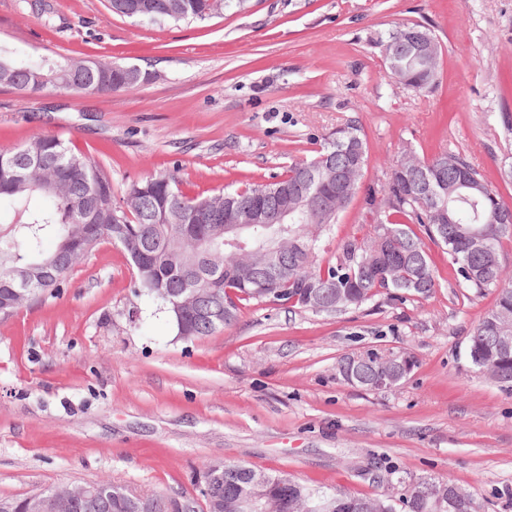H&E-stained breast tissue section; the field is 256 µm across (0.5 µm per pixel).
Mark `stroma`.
<instances>
[{"label":"stroma","instance_id":"1","mask_svg":"<svg viewBox=\"0 0 512 512\" xmlns=\"http://www.w3.org/2000/svg\"><path fill=\"white\" fill-rule=\"evenodd\" d=\"M29 3L0 0V50L109 59L144 79L93 96L0 87V149L54 135L105 165L117 195L166 172L210 196L272 179L356 121L368 162L330 256L367 233L365 195L407 150L462 154L512 203V0H247L201 24L118 17L106 0H53L49 20ZM407 22L442 46L422 93L390 78L377 45ZM425 248L428 297L380 294L333 316L254 302L183 341L135 296L124 250L102 243L59 297L0 321V499L106 478L195 498L221 460L359 498L391 494L395 468L470 491L477 512H512V388L466 358L495 294ZM370 350L415 366L390 390L344 383L339 361Z\"/></svg>","mask_w":512,"mask_h":512}]
</instances>
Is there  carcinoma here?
<instances>
[{
  "mask_svg": "<svg viewBox=\"0 0 512 512\" xmlns=\"http://www.w3.org/2000/svg\"><path fill=\"white\" fill-rule=\"evenodd\" d=\"M246 0H109L110 11L140 22H205L225 8H241ZM416 32L432 34L418 23H403L380 37L384 64L392 79L422 92L436 83L442 48L428 62L414 60ZM28 94L48 87L101 94L137 85L126 67L106 59L73 60L49 67L43 59L0 55V81ZM368 145L362 127L352 122L336 131L310 158L292 163L269 183H249L232 192L193 197L173 174L151 175L133 183L117 201L105 167L69 150L50 135L37 134L22 145L0 149V205L14 211L6 231L0 230V298L13 295V274L24 266L61 260L52 274L29 284L33 302L56 298L74 267L99 244L137 245L145 256L131 259L135 293L160 301L173 324L178 321L166 295L173 290L216 288L221 302L200 303L186 315L183 327L194 338L212 336L231 325L240 308L256 301L288 309L333 315L356 308L383 292L389 298L426 297L436 288L430 256L415 227L422 226L448 258L465 287L480 295L496 293L495 304L469 338L467 357L473 368L493 380L512 383V345L497 340L512 330V285L506 282L499 246L512 240V222L498 212L512 204L494 190L483 174L461 154L443 151L430 159L404 154L384 189V206L374 195L366 204L370 230L344 240L337 254L324 259L323 236L339 213L358 194ZM351 171L352 185H340L325 170ZM286 207V224L252 225L244 247L224 245L211 234L228 218L246 220L257 210ZM53 247L45 249L46 240ZM403 354L369 351L346 356L338 364L340 378L356 387L379 390L400 385L411 369H399ZM254 469L223 464L212 494L224 500L225 512ZM281 512H306L320 498L324 512H476L473 495L456 488L448 500L446 480L400 477L401 490L384 498L327 495L287 476L266 475ZM101 508L79 503L73 512H168L172 495L162 491L136 495L110 480L94 483Z\"/></svg>",
  "mask_w": 512,
  "mask_h": 512,
  "instance_id": "cac0c4a2",
  "label": "carcinoma"
}]
</instances>
